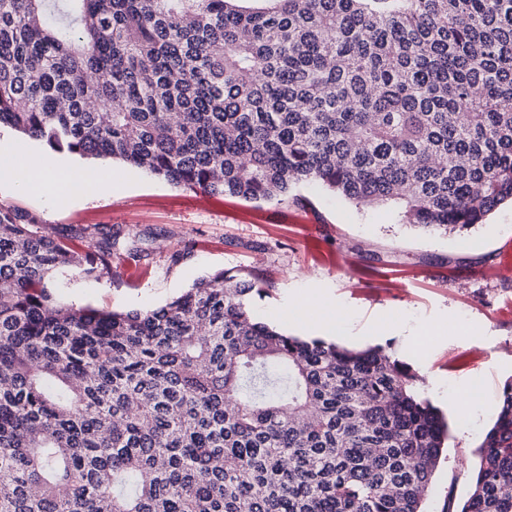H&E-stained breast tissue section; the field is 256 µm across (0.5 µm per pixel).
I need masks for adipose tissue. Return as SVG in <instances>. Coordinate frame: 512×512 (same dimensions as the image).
I'll return each mask as SVG.
<instances>
[{
    "mask_svg": "<svg viewBox=\"0 0 512 512\" xmlns=\"http://www.w3.org/2000/svg\"><path fill=\"white\" fill-rule=\"evenodd\" d=\"M78 177L91 181L98 192L112 187V178L104 171L87 169L77 176L64 162L34 150L21 154L11 143L0 142V182L17 184L24 192L51 196Z\"/></svg>",
    "mask_w": 512,
    "mask_h": 512,
    "instance_id": "adipose-tissue-1",
    "label": "adipose tissue"
}]
</instances>
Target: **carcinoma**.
<instances>
[{
	"mask_svg": "<svg viewBox=\"0 0 512 512\" xmlns=\"http://www.w3.org/2000/svg\"><path fill=\"white\" fill-rule=\"evenodd\" d=\"M246 201L305 185L447 233L512 203V0H0V126ZM0 206V512H425L448 422L381 346L258 320L220 270L148 311ZM461 509L512 512V381Z\"/></svg>",
	"mask_w": 512,
	"mask_h": 512,
	"instance_id": "carcinoma-1",
	"label": "carcinoma"
}]
</instances>
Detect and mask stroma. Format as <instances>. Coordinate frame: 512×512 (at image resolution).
Instances as JSON below:
<instances>
[{"instance_id": "1", "label": "stroma", "mask_w": 512, "mask_h": 512, "mask_svg": "<svg viewBox=\"0 0 512 512\" xmlns=\"http://www.w3.org/2000/svg\"><path fill=\"white\" fill-rule=\"evenodd\" d=\"M103 194L59 192L54 207L0 183L7 205L66 233L97 224L112 230L111 274L64 270L56 299L101 310H152L219 269L255 268L271 281L254 313L287 312L285 331L312 335V323L342 319L337 342L379 345L430 374L424 391L448 418L445 459L426 512L463 505L504 384L512 380V205L487 222L447 234L405 223L389 205L358 207L305 188L291 202L201 197L109 159ZM180 260H173V253Z\"/></svg>"}]
</instances>
